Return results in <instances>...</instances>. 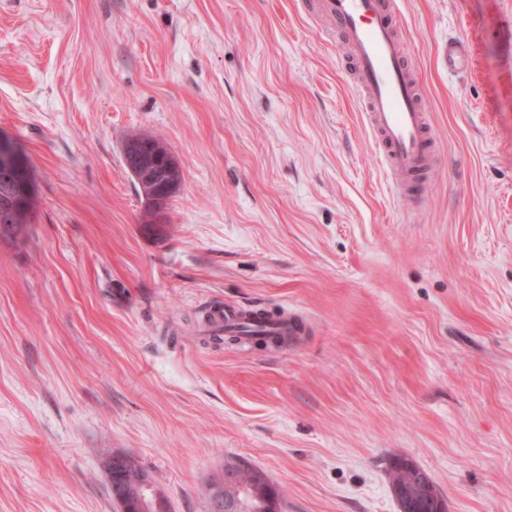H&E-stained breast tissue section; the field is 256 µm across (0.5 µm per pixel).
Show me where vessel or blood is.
I'll return each instance as SVG.
<instances>
[{"label":"vessel or blood","instance_id":"1","mask_svg":"<svg viewBox=\"0 0 512 512\" xmlns=\"http://www.w3.org/2000/svg\"><path fill=\"white\" fill-rule=\"evenodd\" d=\"M346 48L361 110L378 158L399 191L412 196L418 178L434 165V149L422 89L399 37L393 0H318ZM241 313L213 307L201 332L223 337Z\"/></svg>","mask_w":512,"mask_h":512}]
</instances>
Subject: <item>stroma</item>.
Segmentation results:
<instances>
[{"mask_svg":"<svg viewBox=\"0 0 512 512\" xmlns=\"http://www.w3.org/2000/svg\"><path fill=\"white\" fill-rule=\"evenodd\" d=\"M316 0H0V134L39 208L0 238V512H117L133 458L172 512L225 464L284 512H512V0H398L438 161L392 194ZM467 50L448 72L450 41ZM165 142V221L122 156ZM301 311L296 343L198 330ZM252 309L253 308H240L239 310L225 311L222 305H220V307H212L208 312L210 317L206 319L202 325L201 333L205 336H214L224 339L225 328L244 322L241 314ZM393 466L404 475L401 481L392 486L400 512H415L422 501L429 503L435 512L446 511L443 499L437 494L435 485L422 469L407 461L394 463ZM403 475L391 470V483Z\"/></svg>","mask_w":512,"mask_h":512,"instance_id":"35a3bbf8","label":"stroma"}]
</instances>
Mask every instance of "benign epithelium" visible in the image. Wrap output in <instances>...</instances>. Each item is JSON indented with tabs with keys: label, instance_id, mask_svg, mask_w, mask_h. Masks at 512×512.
<instances>
[{
	"label": "benign epithelium",
	"instance_id": "7a95c632",
	"mask_svg": "<svg viewBox=\"0 0 512 512\" xmlns=\"http://www.w3.org/2000/svg\"><path fill=\"white\" fill-rule=\"evenodd\" d=\"M14 141L0 134V165L8 176L4 181V190L0 192V236L18 237L25 225L18 223L20 216L29 212L34 198V190L29 177V165L23 163L20 156L12 150ZM139 150L123 148L126 166L142 189L144 198V220L152 224L164 223L162 211L156 204L163 202L168 186L164 178L172 165V158L153 151V137L143 135L136 141ZM394 468L403 472L404 478L392 486L399 506V512H414L425 501L436 512H445L444 501L437 494L435 485L429 476L418 466L410 462L394 464ZM119 512H160L162 497L152 482L141 478L139 495L128 501L126 496H114ZM212 512H244L238 498L216 494L212 497Z\"/></svg>",
	"mask_w": 512,
	"mask_h": 512
}]
</instances>
